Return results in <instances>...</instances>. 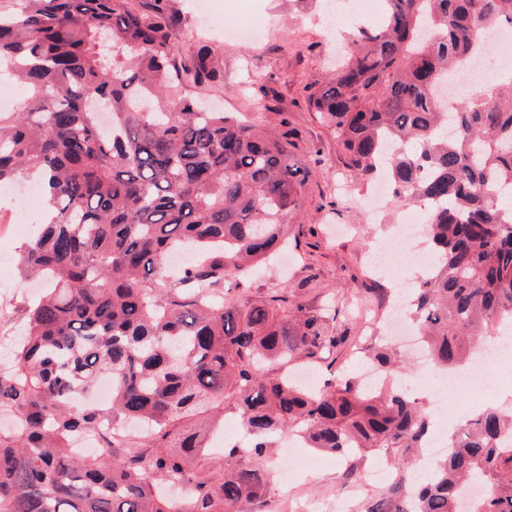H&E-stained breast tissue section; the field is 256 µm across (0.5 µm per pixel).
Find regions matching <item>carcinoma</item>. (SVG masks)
I'll return each instance as SVG.
<instances>
[{"label": "carcinoma", "instance_id": "obj_1", "mask_svg": "<svg viewBox=\"0 0 512 512\" xmlns=\"http://www.w3.org/2000/svg\"><path fill=\"white\" fill-rule=\"evenodd\" d=\"M352 27L336 72L306 86L359 183L383 169L391 206L420 203L436 268L413 321L444 371L467 365L512 323V80L448 111L439 88L482 55L480 34L512 27V0H381ZM176 0H14L0 11V63L26 92L0 112V183L39 175L54 217L19 270L50 288L0 368V512H237L270 481L276 437L346 461L386 456L405 470L431 424L415 398L348 374L315 390L284 367L345 340L327 316L271 295L242 305L241 279L288 248L306 202L294 131L267 134L209 109L191 90L220 82L202 46L183 56ZM182 249L195 259L165 270ZM371 358L389 374L402 360ZM106 376L107 408L79 403ZM233 411L248 450L214 457L209 437ZM141 422L109 436L102 421ZM95 434L91 458L72 439ZM512 415L485 408L459 428L433 475L405 478L364 512H512ZM183 483L173 500L162 488ZM485 496L462 502L465 485Z\"/></svg>", "mask_w": 512, "mask_h": 512}]
</instances>
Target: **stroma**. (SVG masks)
<instances>
[{
  "label": "stroma",
  "mask_w": 512,
  "mask_h": 512,
  "mask_svg": "<svg viewBox=\"0 0 512 512\" xmlns=\"http://www.w3.org/2000/svg\"><path fill=\"white\" fill-rule=\"evenodd\" d=\"M203 42L224 70L223 81L203 89V96L264 129L288 119L297 133L295 154L309 172L307 203L290 221L296 238L291 263L285 268L273 265L244 281L236 296L250 303L275 292L287 295L290 303L334 312L330 328L346 341L311 361L310 367L323 379L333 371H359L353 342L377 345L385 336L370 333L350 310L360 303L387 317L397 288L386 275L367 272L369 254L389 225L370 223L355 209L335 211L330 206L336 182L347 168L332 129L303 103L305 86L323 81L334 63L320 0L310 5L304 0H216L214 23ZM267 86L279 94L277 111L263 108L260 90ZM42 210V198H24L13 185L0 188V295L9 297L8 303L0 302V360L7 359L11 340L23 328L26 301L38 294L17 269L16 257L28 234L12 222L22 214L39 216ZM282 465L296 471L295 482L286 489L270 482L265 496L242 502L240 512H276L286 492L302 505L345 492L341 467L331 457H324L313 473L300 471L293 459Z\"/></svg>",
  "instance_id": "35a3bbf8"
}]
</instances>
